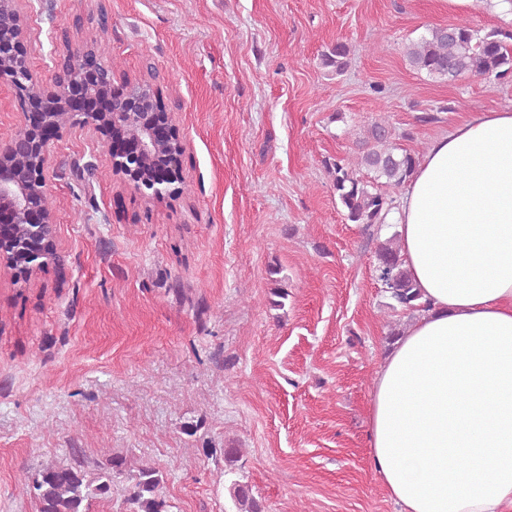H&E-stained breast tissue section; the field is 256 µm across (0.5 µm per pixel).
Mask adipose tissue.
Returning <instances> with one entry per match:
<instances>
[{
  "instance_id": "adipose-tissue-1",
  "label": "adipose tissue",
  "mask_w": 512,
  "mask_h": 512,
  "mask_svg": "<svg viewBox=\"0 0 512 512\" xmlns=\"http://www.w3.org/2000/svg\"><path fill=\"white\" fill-rule=\"evenodd\" d=\"M388 219L426 308L373 382L374 470L400 512H512V110L431 143Z\"/></svg>"
}]
</instances>
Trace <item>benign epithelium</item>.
Segmentation results:
<instances>
[{"mask_svg": "<svg viewBox=\"0 0 512 512\" xmlns=\"http://www.w3.org/2000/svg\"><path fill=\"white\" fill-rule=\"evenodd\" d=\"M27 0H0V83L10 87L21 109L19 132L0 144V212L7 211L15 230L0 235V270L19 280L45 266L62 262L57 247L56 218L47 205V174L53 164L51 142L79 125L92 130L105 148L113 175L144 198L154 201L174 194L183 176L185 142L169 110L156 113L160 123L143 125L141 109L149 101V81L125 82L122 96L106 112H80L69 107L77 96L111 93L112 68L92 49L60 36L64 50L54 47L47 75L30 66ZM121 128L135 136L138 151L112 150L111 133Z\"/></svg>", "mask_w": 512, "mask_h": 512, "instance_id": "benign-epithelium-1", "label": "benign epithelium"}]
</instances>
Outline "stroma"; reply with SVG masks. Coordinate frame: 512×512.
Segmentation results:
<instances>
[{"instance_id":"1","label":"stroma","mask_w":512,"mask_h":512,"mask_svg":"<svg viewBox=\"0 0 512 512\" xmlns=\"http://www.w3.org/2000/svg\"><path fill=\"white\" fill-rule=\"evenodd\" d=\"M31 6L33 69L46 72L52 36L82 18L78 40L115 87L159 70L186 151L179 196L148 201L88 129L53 142L64 260L24 283L0 272V512H37L31 474L70 464L75 448L91 473L117 455L154 466L171 512H236L234 479L265 512H398L367 448L375 373L409 322L375 256L397 227L349 222L328 164L375 121L413 152L512 108V77L442 82L405 56L429 27L508 29L512 13L497 0ZM339 40L340 74L321 60ZM426 112L436 122L421 123ZM228 448L241 451L232 477Z\"/></svg>"}]
</instances>
